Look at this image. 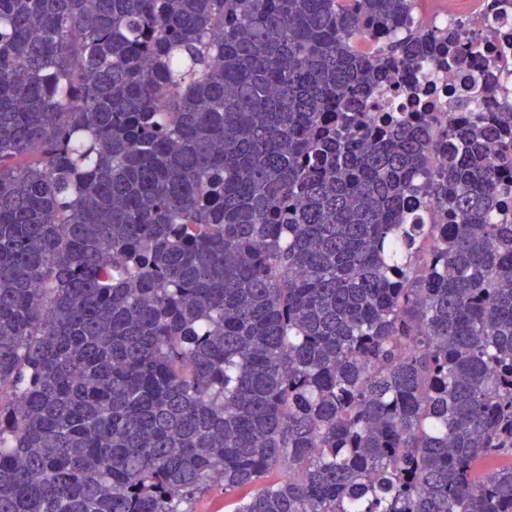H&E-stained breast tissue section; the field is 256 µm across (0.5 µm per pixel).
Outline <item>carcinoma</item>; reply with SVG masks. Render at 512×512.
Wrapping results in <instances>:
<instances>
[{"label":"carcinoma","mask_w":512,"mask_h":512,"mask_svg":"<svg viewBox=\"0 0 512 512\" xmlns=\"http://www.w3.org/2000/svg\"><path fill=\"white\" fill-rule=\"evenodd\" d=\"M413 12L0 0V512H512V106L367 122ZM231 503L224 499V488L215 484L212 490L193 504L194 512H230Z\"/></svg>","instance_id":"carcinoma-1"}]
</instances>
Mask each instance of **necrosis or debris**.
<instances>
[{
	"instance_id": "necrosis-or-debris-1",
	"label": "necrosis or debris",
	"mask_w": 512,
	"mask_h": 512,
	"mask_svg": "<svg viewBox=\"0 0 512 512\" xmlns=\"http://www.w3.org/2000/svg\"><path fill=\"white\" fill-rule=\"evenodd\" d=\"M417 20L423 37L447 30L476 38L472 56L450 67L433 60L416 69L393 64L387 81L364 94L368 112H404L455 125L471 112H498L512 103V0H469Z\"/></svg>"
}]
</instances>
